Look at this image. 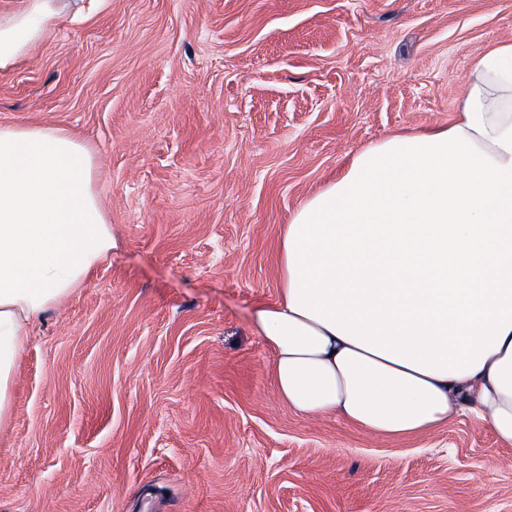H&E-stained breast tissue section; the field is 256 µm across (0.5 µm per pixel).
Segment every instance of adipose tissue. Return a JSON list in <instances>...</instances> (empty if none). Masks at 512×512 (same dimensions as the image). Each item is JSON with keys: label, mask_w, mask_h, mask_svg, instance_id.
Instances as JSON below:
<instances>
[{"label": "adipose tissue", "mask_w": 512, "mask_h": 512, "mask_svg": "<svg viewBox=\"0 0 512 512\" xmlns=\"http://www.w3.org/2000/svg\"><path fill=\"white\" fill-rule=\"evenodd\" d=\"M65 9L0 12V72ZM94 169L64 129L0 124V426L36 320L115 246ZM254 325L297 414L401 437L468 413L512 446V42L472 59L453 123L362 149L293 214Z\"/></svg>", "instance_id": "adipose-tissue-1"}]
</instances>
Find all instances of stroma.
I'll use <instances>...</instances> for the list:
<instances>
[{
    "label": "stroma",
    "mask_w": 512,
    "mask_h": 512,
    "mask_svg": "<svg viewBox=\"0 0 512 512\" xmlns=\"http://www.w3.org/2000/svg\"><path fill=\"white\" fill-rule=\"evenodd\" d=\"M502 42L512 0H83L0 73V123L91 147L117 241L34 327L0 512H512L487 426L296 414L253 323L292 214L363 147L452 123Z\"/></svg>",
    "instance_id": "stroma-1"
}]
</instances>
